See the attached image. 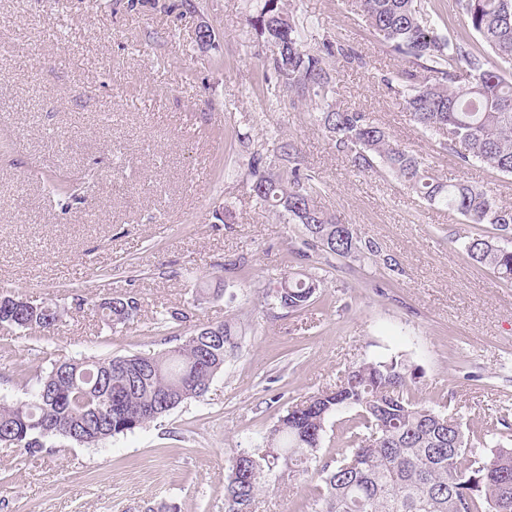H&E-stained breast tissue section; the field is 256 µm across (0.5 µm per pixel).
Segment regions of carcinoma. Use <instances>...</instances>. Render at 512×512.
<instances>
[{
    "label": "carcinoma",
    "mask_w": 512,
    "mask_h": 512,
    "mask_svg": "<svg viewBox=\"0 0 512 512\" xmlns=\"http://www.w3.org/2000/svg\"><path fill=\"white\" fill-rule=\"evenodd\" d=\"M361 18L381 41L408 58L393 86L425 131L447 135L446 148L463 163L477 162L512 174V0H457L464 33L447 34L422 14L415 0H358ZM248 25L270 50L269 66L284 87L301 99L323 104L319 120L359 172L389 174L431 206L447 205L468 224H489L498 236L474 233L465 249L476 264L512 283V207L468 182L443 181L422 158L393 139L364 112L332 103L333 65L355 53L331 40L310 50L307 23L285 0H261ZM290 145L278 147V172L254 174L251 191L263 204L288 213L304 227L311 245L341 258L376 256L378 246L359 244L350 224L317 203V186L304 184L289 166ZM319 281L283 273L267 293L276 305L299 311L310 305ZM140 298L119 294L94 306L109 327L133 322ZM54 303L17 305L0 297V325L48 332L62 322ZM234 320L193 331L173 349L92 359L59 360L35 378L31 399L0 403V445L30 456L49 440L67 437L98 445L133 433L178 405L199 399L239 348ZM409 368L396 358L362 361L335 388L321 390L290 407L259 436L255 448L229 460L224 512H253L258 495L286 476L316 467L320 480L315 512H512V443L485 454L453 413L416 403L408 395ZM343 409L357 417L342 428L345 452L334 464H319L327 420ZM470 490L467 499L459 488Z\"/></svg>",
    "instance_id": "carcinoma-1"
}]
</instances>
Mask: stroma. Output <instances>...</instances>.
<instances>
[{
    "mask_svg": "<svg viewBox=\"0 0 512 512\" xmlns=\"http://www.w3.org/2000/svg\"><path fill=\"white\" fill-rule=\"evenodd\" d=\"M290 2L310 49L328 38L356 54L335 65L337 106L367 113L434 175L512 207V176L461 163L389 89L406 59L357 0ZM259 3L0 0V22L26 44L0 55V294L63 311L50 333L0 326V403L28 400L32 374L65 356L158 354L230 317L243 330L206 395L157 422L95 447L59 437L35 458L0 446V512H224L229 458L364 360H408L413 398L447 406L487 443L488 421L512 422V283L469 259L476 225L354 171L316 109L278 88L247 24ZM281 143L322 209L375 242L380 261L312 248L301 225L256 202L251 154ZM60 182L75 190L66 208L49 198ZM286 271L320 280L305 309L264 300ZM207 285L222 294L196 301ZM125 292L143 301L137 322L104 326L92 304ZM165 307L189 321L155 329ZM314 484L270 488L254 512H313Z\"/></svg>",
    "mask_w": 512,
    "mask_h": 512,
    "instance_id": "obj_1",
    "label": "stroma"
}]
</instances>
